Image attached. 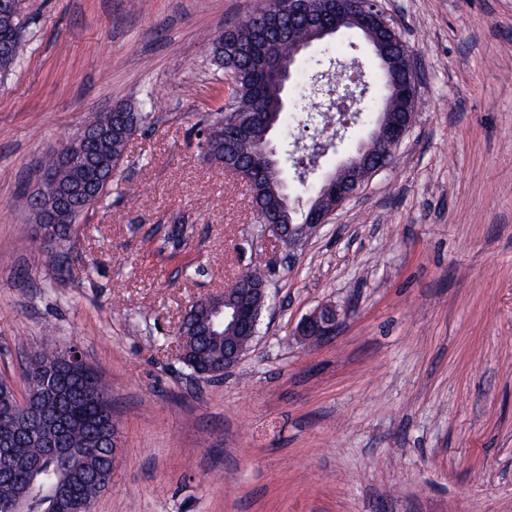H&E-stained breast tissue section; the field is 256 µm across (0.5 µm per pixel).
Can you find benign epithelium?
<instances>
[{"label": "benign epithelium", "mask_w": 512, "mask_h": 512, "mask_svg": "<svg viewBox=\"0 0 512 512\" xmlns=\"http://www.w3.org/2000/svg\"><path fill=\"white\" fill-rule=\"evenodd\" d=\"M344 31L360 34L379 60L383 80L386 107L379 114L369 142L359 146L355 153L338 161L336 168L320 179L325 193L336 195V208L358 195L369 180L385 168L401 144L414 120V105L419 85V66L412 50L398 54L395 46L400 41L396 29L388 19L380 0H344L341 7L326 14L307 16L306 35L298 41L295 53L285 56L274 43L265 47V72L269 78L289 88L297 71V60L313 45L330 40ZM343 63L334 61L326 71L312 76L316 93L323 92V81L339 73ZM115 105L98 113L97 122L82 126L52 155L61 169H70L81 148L91 139L112 137V125L118 117ZM224 170L254 184L262 178V172L244 164L239 159L224 160ZM34 188L28 192V204L32 214L33 241L35 247L54 257L62 251L54 239L42 231L44 224H73L75 215L68 205L69 197L78 187L61 181L55 170L44 165L35 171ZM334 211L314 203L304 214V221L284 225L280 218H267L255 213V220L263 224V234L279 245L293 250L311 239L327 223ZM224 303L213 313L212 324L221 323L224 332V371L237 367L258 336L262 313L267 306L268 295H262L248 281H240L219 292ZM341 313L334 304H323L303 316L296 324L294 334L308 345L319 344L336 335Z\"/></svg>", "instance_id": "benign-epithelium-1"}]
</instances>
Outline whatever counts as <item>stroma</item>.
I'll return each instance as SVG.
<instances>
[{
  "instance_id": "35a3bbf8",
  "label": "stroma",
  "mask_w": 512,
  "mask_h": 512,
  "mask_svg": "<svg viewBox=\"0 0 512 512\" xmlns=\"http://www.w3.org/2000/svg\"><path fill=\"white\" fill-rule=\"evenodd\" d=\"M267 0H23L0 77V380L23 393L31 346L78 343L110 389L121 455L95 512H512V0H383L421 63L415 121L390 165L295 252L255 223L244 179L198 146L224 109L212 44ZM370 98L379 62L343 35ZM289 179L323 139L295 104ZM145 120L106 195L78 219L65 265L34 263L23 198L44 154L88 113ZM193 224L168 259L152 227ZM269 273L253 349L222 379L178 359L193 302L249 267ZM324 303L336 336L293 329Z\"/></svg>"
}]
</instances>
